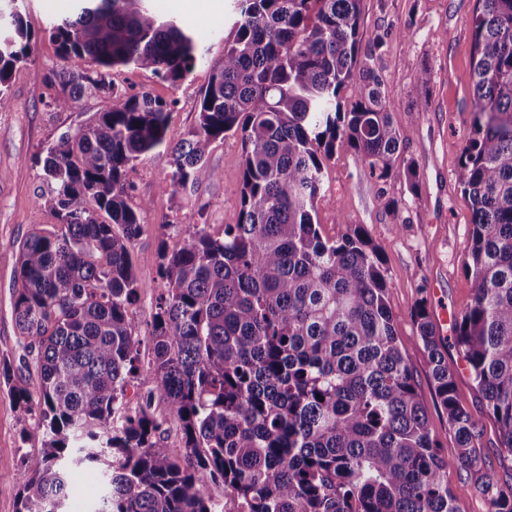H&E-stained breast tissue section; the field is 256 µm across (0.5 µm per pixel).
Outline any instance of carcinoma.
I'll return each instance as SVG.
<instances>
[{
	"mask_svg": "<svg viewBox=\"0 0 512 512\" xmlns=\"http://www.w3.org/2000/svg\"><path fill=\"white\" fill-rule=\"evenodd\" d=\"M78 2L52 28V103L79 109L89 90L108 105L33 158L59 224L31 232L18 256L15 321L38 378L14 384L0 360L16 404L39 410L44 437L17 512H67L71 461L107 473L89 512H223L210 493L218 478L236 512H459L444 475L477 464L480 431L458 400L448 347L512 454V0H476L471 19L472 132L457 180L472 211L474 300L446 338L426 299L410 309L459 448L452 459L398 342L378 250L357 227L328 239L315 221L339 145L378 179L420 187L376 65L382 37L359 33L362 0H238L197 127L174 145V102L118 88L112 70L150 68L174 85L202 56V35L147 0ZM31 40L18 12L0 13V108ZM228 134L243 152L239 221L215 235L187 213L177 248L160 244L165 288L144 365L130 317L147 287L132 259L142 206L130 204L127 172L163 147L171 186L212 179L207 149ZM142 375L151 387L131 411L127 387ZM156 400L181 423L179 457ZM490 512H512V485Z\"/></svg>",
	"mask_w": 512,
	"mask_h": 512,
	"instance_id": "obj_1",
	"label": "carcinoma"
}]
</instances>
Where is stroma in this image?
Segmentation results:
<instances>
[{"instance_id":"35a3bbf8","label":"stroma","mask_w":512,"mask_h":512,"mask_svg":"<svg viewBox=\"0 0 512 512\" xmlns=\"http://www.w3.org/2000/svg\"><path fill=\"white\" fill-rule=\"evenodd\" d=\"M34 39L27 64L16 68L9 82V104L0 109V357L11 362L13 380L36 378L33 357L19 335L13 315L19 286V248L32 228L51 227L56 216L40 204L48 192L36 153L65 135H75L95 112L105 108L103 98L85 96L77 112L49 106L51 89L45 78L57 70L60 59L49 26L74 15L76 0H17ZM165 17L181 25L200 28L210 49L206 61L182 82L171 84L149 70H113L112 81L122 89L146 92L174 101L167 138L179 142L195 129L198 105L211 61L221 57L224 39L236 17L237 0H197L188 9L183 0H151ZM476 0H363L360 29L365 38L383 35L380 50L383 80L408 157L419 166L420 190L411 193L405 181L381 182L367 162L349 148L338 149L324 169V189L316 201L320 232L328 238L360 226L384 260L388 302L396 318V332L413 370L429 425L443 455L455 457L458 448L448 417L441 410L430 378L423 345L415 332L410 308L426 297L432 311L460 314L472 302L474 290L464 262L471 245L472 213L462 195L456 174L463 143L472 125V34L470 20ZM407 36H399V29ZM432 68L429 85L418 75L423 65ZM425 101V112L410 109ZM216 172L214 179L171 187L167 152L151 153L136 161L128 178L134 185L133 203H145L140 218L142 232L132 257L146 287L130 309L141 339V358L149 360V341L156 298L163 282L158 276L159 245L176 246L173 224L185 212L198 214L211 232L239 219L242 170L240 140L235 136L213 141L206 156ZM400 203L399 218L384 209V197ZM448 358L458 371L461 403L471 413L484 436L478 446L477 468L466 472L449 467V489L458 493L460 512H489L496 489L512 484V455L497 445L493 421L475 391L465 362L456 351ZM41 435L36 418L24 413L0 384V512H16L18 491L41 456Z\"/></svg>"}]
</instances>
